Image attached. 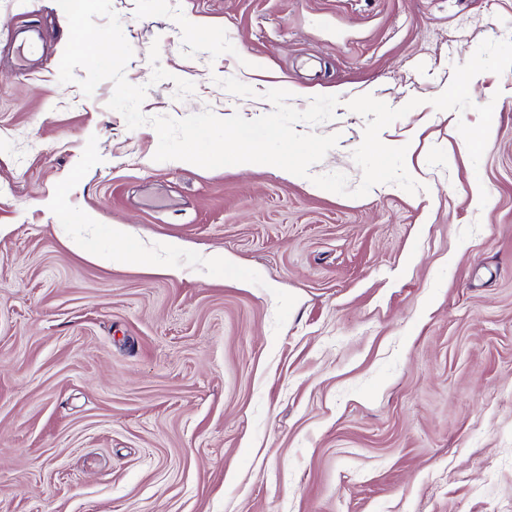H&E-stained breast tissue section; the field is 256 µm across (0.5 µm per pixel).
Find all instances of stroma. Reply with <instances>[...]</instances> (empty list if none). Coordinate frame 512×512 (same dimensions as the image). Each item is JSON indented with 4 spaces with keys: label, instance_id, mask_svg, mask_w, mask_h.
Wrapping results in <instances>:
<instances>
[{
    "label": "stroma",
    "instance_id": "1",
    "mask_svg": "<svg viewBox=\"0 0 512 512\" xmlns=\"http://www.w3.org/2000/svg\"><path fill=\"white\" fill-rule=\"evenodd\" d=\"M111 2L144 115L334 95L295 129L338 142L306 180L154 161L112 82H60L56 0H0V512H512V69L476 75L472 109L431 104L512 38V0ZM365 94L419 99L380 133L416 193L314 184L360 185ZM489 102L475 164L457 124ZM115 224L172 274L87 259Z\"/></svg>",
    "mask_w": 512,
    "mask_h": 512
}]
</instances>
